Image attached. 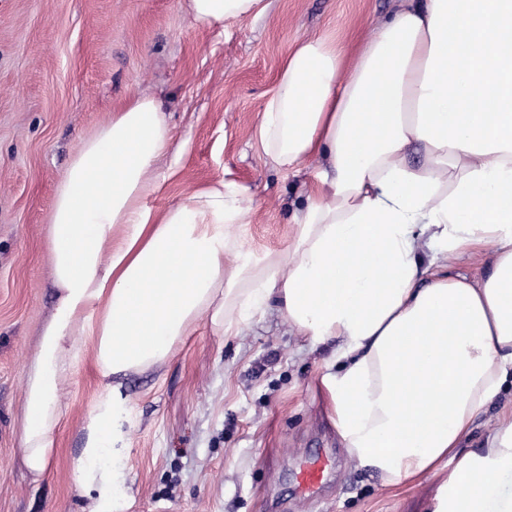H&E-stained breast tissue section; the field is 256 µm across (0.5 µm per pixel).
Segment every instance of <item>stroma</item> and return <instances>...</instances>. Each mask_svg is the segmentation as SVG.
Masks as SVG:
<instances>
[{
    "instance_id": "35a3bbf8",
    "label": "stroma",
    "mask_w": 512,
    "mask_h": 512,
    "mask_svg": "<svg viewBox=\"0 0 512 512\" xmlns=\"http://www.w3.org/2000/svg\"><path fill=\"white\" fill-rule=\"evenodd\" d=\"M268 12L195 27L181 0H0V512H92L71 458L103 390L83 362L61 398L47 474L23 468L24 378L55 306L47 221L80 140L131 100L149 96L175 167L149 198L162 211L224 178L249 186L256 212L240 233L253 250L285 246L304 182L256 144L263 109L301 41L333 37L353 51L394 0H269ZM333 344L311 346L269 312L227 336L200 322L165 364L129 374L112 446L118 512H434L440 477L387 487L349 457L322 385ZM330 478L303 498L295 474L315 451Z\"/></svg>"
}]
</instances>
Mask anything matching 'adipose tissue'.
I'll list each match as a JSON object with an SVG mask.
<instances>
[{"label": "adipose tissue", "mask_w": 512, "mask_h": 512, "mask_svg": "<svg viewBox=\"0 0 512 512\" xmlns=\"http://www.w3.org/2000/svg\"><path fill=\"white\" fill-rule=\"evenodd\" d=\"M195 26L265 12L264 0H184ZM267 161L319 166L286 248L238 228L251 190L223 179L162 212L148 206L171 129L142 96L85 137L48 221L57 303L25 375L21 463L47 472L60 398L93 359L105 391L71 460L113 512L119 378L166 363L201 320L227 336L276 309L296 335L334 343L332 420L359 466L398 486L442 476L435 512H512L486 486L512 472V404L483 448L476 418L512 388V0H399L353 54L302 41L257 130ZM486 254L476 280L451 255Z\"/></svg>", "instance_id": "1"}]
</instances>
